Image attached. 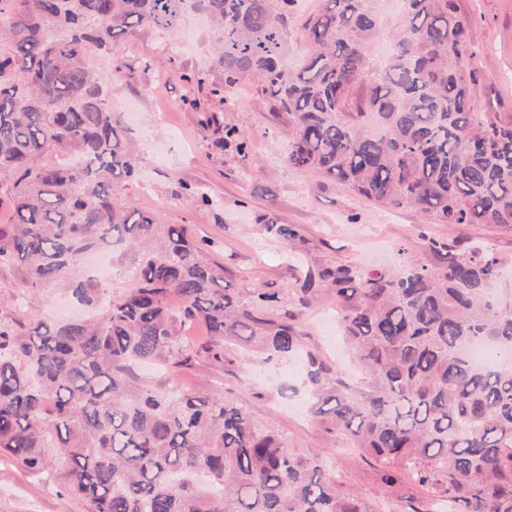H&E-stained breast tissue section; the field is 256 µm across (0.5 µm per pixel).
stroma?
Wrapping results in <instances>:
<instances>
[{
    "instance_id": "stroma-1",
    "label": "stroma",
    "mask_w": 512,
    "mask_h": 512,
    "mask_svg": "<svg viewBox=\"0 0 512 512\" xmlns=\"http://www.w3.org/2000/svg\"><path fill=\"white\" fill-rule=\"evenodd\" d=\"M471 23L479 49L472 66L480 76L483 111L512 115V0H458ZM193 33L192 51L169 57L159 53L158 31L140 28L113 41V57L126 70L110 89L115 112L136 153L139 179L127 182L123 197L129 205L158 212L163 223L185 226L195 240L213 241L212 258L224 267V284L250 300L257 291L278 292V315L287 316L297 333L299 350L283 358L235 341L224 344L223 362L207 355L179 367V381L189 390L212 391L236 400L252 419L273 428L293 449L322 453L338 489L369 505L387 500L391 512H412L420 489H397L381 482L380 467L370 458L341 448L313 418L306 382V355L328 363L346 360L341 338L324 336L317 318L336 304L325 294L321 304L293 305L296 259L309 265H386L399 250L425 252V236H442L441 224L422 223L412 210L388 212L349 188L304 173L284 159L288 144L287 113L277 111L271 97L249 78L225 86L223 99L209 91L221 73L208 57V23L197 12L187 13L169 32L174 42ZM208 73L204 85L188 82L187 74ZM239 126L249 135L247 155L215 145L222 127ZM204 189L214 204L203 207L187 187ZM294 224L303 238L299 247L281 244L265 230L268 220ZM24 270L0 266V325L21 330L29 321L50 323L95 316L93 308L72 303L53 285L23 288ZM137 382L167 386L173 372L157 364L135 366ZM47 467L25 470L0 456V512H87L74 495L72 475L58 449H48Z\"/></svg>"
}]
</instances>
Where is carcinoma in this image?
Returning <instances> with one entry per match:
<instances>
[{"mask_svg":"<svg viewBox=\"0 0 512 512\" xmlns=\"http://www.w3.org/2000/svg\"><path fill=\"white\" fill-rule=\"evenodd\" d=\"M378 2L319 0L297 16L295 0H0V182L10 181L14 210L0 224V265L20 262L25 285L61 282L99 310L0 328V455L39 472L54 434L91 512H372L337 489L321 456L288 447L223 396L130 380L133 363L188 362L183 336L196 321L218 362L228 338L286 356L298 336L264 317L277 294L241 306L212 242L123 201L137 161L106 86L124 64L112 60L109 75L90 58L137 27L175 29L189 6L212 23L225 83L249 76L288 114V165L427 224L512 225V118L481 108L456 0H399L391 17ZM291 29L307 45L294 67L284 61ZM219 145L249 151L237 127ZM266 231L292 249L301 241L293 224ZM108 237L139 253L128 289L107 297L66 281ZM426 249L433 262L410 257L401 272L336 264L297 278L303 308L336 295L358 370L350 382L309 355L313 415L377 460L389 488L408 476L451 512H512V304L490 300L500 264L456 236L428 237ZM481 341L508 364L475 367L462 350Z\"/></svg>","mask_w":512,"mask_h":512,"instance_id":"cac0c4a2","label":"carcinoma"}]
</instances>
